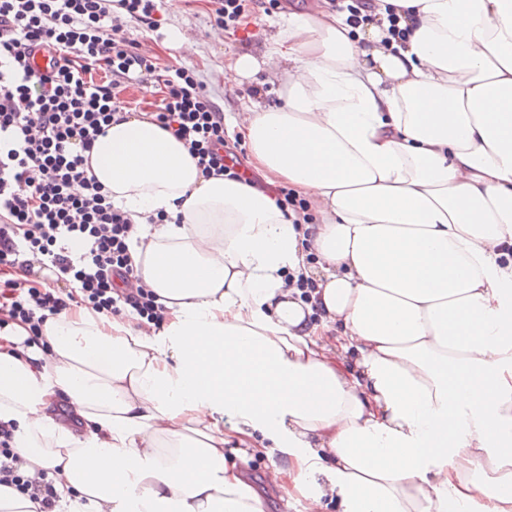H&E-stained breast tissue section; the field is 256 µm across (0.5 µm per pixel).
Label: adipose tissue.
<instances>
[{"label":"adipose tissue","instance_id":"ef3b65f1","mask_svg":"<svg viewBox=\"0 0 512 512\" xmlns=\"http://www.w3.org/2000/svg\"><path fill=\"white\" fill-rule=\"evenodd\" d=\"M374 6L234 55L226 88L277 87L241 103L245 174L142 113L96 140L160 326L73 302L42 346L0 329V421L66 512H267L230 444L307 512H512V0Z\"/></svg>","mask_w":512,"mask_h":512}]
</instances>
